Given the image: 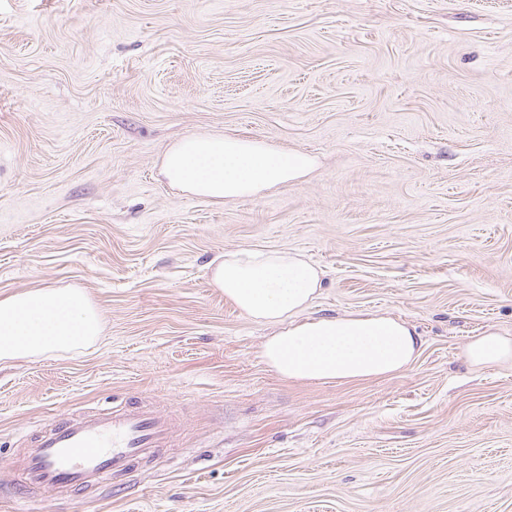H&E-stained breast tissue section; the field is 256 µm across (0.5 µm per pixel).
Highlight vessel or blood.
I'll return each instance as SVG.
<instances>
[{"instance_id": "1", "label": "vessel or blood", "mask_w": 512, "mask_h": 512, "mask_svg": "<svg viewBox=\"0 0 512 512\" xmlns=\"http://www.w3.org/2000/svg\"><path fill=\"white\" fill-rule=\"evenodd\" d=\"M173 426L165 410L132 400L50 420L19 450V484L28 497H86L170 447Z\"/></svg>"}]
</instances>
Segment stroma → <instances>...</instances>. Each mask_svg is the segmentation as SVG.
<instances>
[{"label":"stroma","mask_w":512,"mask_h":512,"mask_svg":"<svg viewBox=\"0 0 512 512\" xmlns=\"http://www.w3.org/2000/svg\"><path fill=\"white\" fill-rule=\"evenodd\" d=\"M316 159L216 203L188 134ZM243 249L325 272L310 317L389 315L404 371L288 381L209 279ZM75 286L94 347L0 364V512H512V0H0V299ZM133 398L173 445L94 501L16 506L19 438ZM465 357L472 365H490L512 361V338L489 333L468 344Z\"/></svg>","instance_id":"stroma-1"}]
</instances>
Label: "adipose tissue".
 Here are the masks:
<instances>
[{"instance_id": "obj_1", "label": "adipose tissue", "mask_w": 512, "mask_h": 512, "mask_svg": "<svg viewBox=\"0 0 512 512\" xmlns=\"http://www.w3.org/2000/svg\"><path fill=\"white\" fill-rule=\"evenodd\" d=\"M315 160L267 142L229 135H191L162 160L168 183L214 201L257 195L306 175ZM322 270L301 254L239 250L211 267V283L249 318L276 326L261 349L280 377L301 382H353L407 369L422 340L404 321L385 315L302 318L317 297ZM104 331L85 290L30 289L0 300V363L83 350ZM467 361L482 366L512 361V338L489 333L473 338Z\"/></svg>"}]
</instances>
